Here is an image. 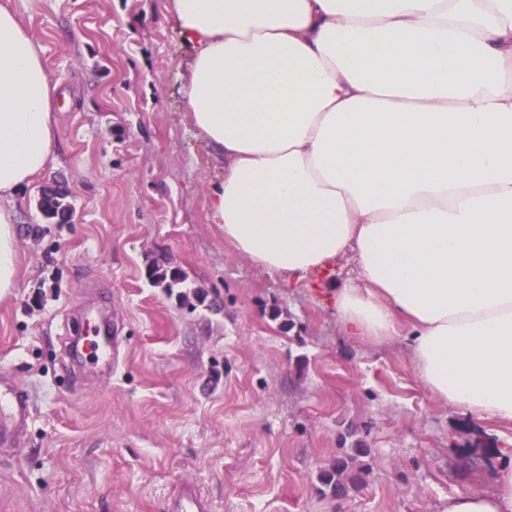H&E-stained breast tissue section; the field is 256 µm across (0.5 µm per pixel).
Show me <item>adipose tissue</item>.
Returning <instances> with one entry per match:
<instances>
[{
    "mask_svg": "<svg viewBox=\"0 0 512 512\" xmlns=\"http://www.w3.org/2000/svg\"><path fill=\"white\" fill-rule=\"evenodd\" d=\"M193 50L183 96L223 163L208 218L289 283L353 255L330 290L346 336L405 338L448 409L512 422V0H170ZM42 50L0 5V298L15 285L11 201L54 160ZM492 491L447 512H512Z\"/></svg>",
    "mask_w": 512,
    "mask_h": 512,
    "instance_id": "adipose-tissue-1",
    "label": "adipose tissue"
}]
</instances>
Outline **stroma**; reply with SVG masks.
<instances>
[{"mask_svg":"<svg viewBox=\"0 0 512 512\" xmlns=\"http://www.w3.org/2000/svg\"><path fill=\"white\" fill-rule=\"evenodd\" d=\"M57 92L55 161L13 200L15 286L0 298V370L31 395L20 451H0V512H164L200 487L212 512H446L490 489L470 447L485 423L442 407L401 341L343 336L323 297L289 288L208 223L219 169L185 108L191 50L169 0H11ZM60 193L69 224L39 202ZM181 270L180 304L147 269ZM121 342L109 372L70 375L65 338L99 299ZM279 305L292 329L269 316ZM370 453L346 497L318 475L346 428Z\"/></svg>","mask_w":512,"mask_h":512,"instance_id":"35a3bbf8","label":"stroma"}]
</instances>
